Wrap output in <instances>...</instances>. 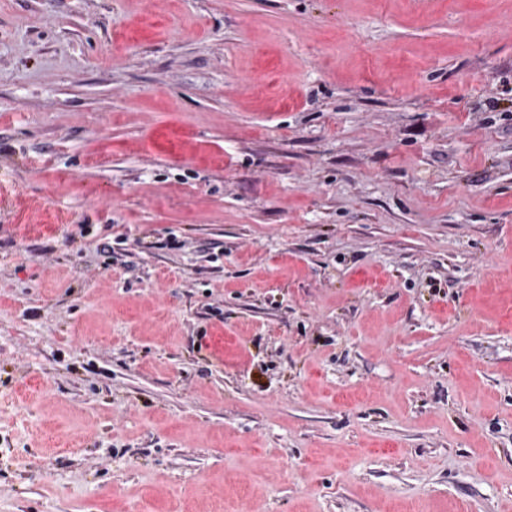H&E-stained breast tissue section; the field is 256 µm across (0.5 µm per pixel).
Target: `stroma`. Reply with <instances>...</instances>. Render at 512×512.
Returning <instances> with one entry per match:
<instances>
[{
	"label": "stroma",
	"instance_id": "stroma-1",
	"mask_svg": "<svg viewBox=\"0 0 512 512\" xmlns=\"http://www.w3.org/2000/svg\"><path fill=\"white\" fill-rule=\"evenodd\" d=\"M0 512H512V0H0Z\"/></svg>",
	"mask_w": 512,
	"mask_h": 512
}]
</instances>
